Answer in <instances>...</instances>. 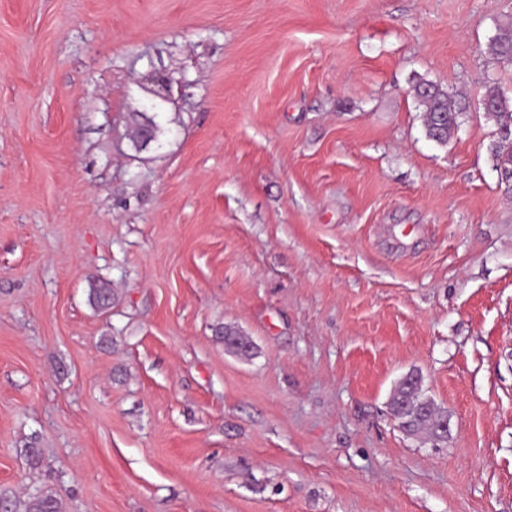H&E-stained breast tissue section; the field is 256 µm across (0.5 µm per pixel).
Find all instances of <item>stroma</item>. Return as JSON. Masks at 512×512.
I'll return each instance as SVG.
<instances>
[{
  "mask_svg": "<svg viewBox=\"0 0 512 512\" xmlns=\"http://www.w3.org/2000/svg\"><path fill=\"white\" fill-rule=\"evenodd\" d=\"M508 23L512 0H0V491L512 512V198L480 105L512 98ZM422 81L467 98L446 145ZM412 370L447 441L389 409ZM488 49L490 56L497 63L512 66V25L500 27L490 41Z\"/></svg>",
  "mask_w": 512,
  "mask_h": 512,
  "instance_id": "35a3bbf8",
  "label": "stroma"
}]
</instances>
